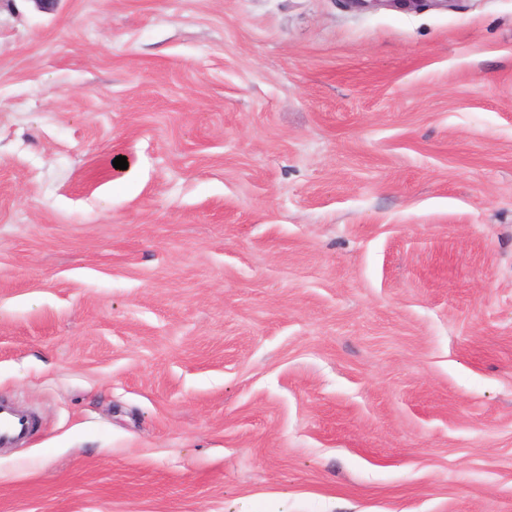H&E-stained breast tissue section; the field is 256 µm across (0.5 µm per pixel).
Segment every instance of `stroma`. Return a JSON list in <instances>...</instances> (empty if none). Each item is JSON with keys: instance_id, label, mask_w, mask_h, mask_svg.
Listing matches in <instances>:
<instances>
[{"instance_id": "obj_1", "label": "stroma", "mask_w": 512, "mask_h": 512, "mask_svg": "<svg viewBox=\"0 0 512 512\" xmlns=\"http://www.w3.org/2000/svg\"><path fill=\"white\" fill-rule=\"evenodd\" d=\"M0 400V512H512V0H0ZM430 2L433 6L439 8L448 9V3L454 2L455 0H345L347 5L351 8H357L360 10L374 9L382 6L398 7L402 6L403 2ZM32 427L29 418L5 408L0 403V448L8 447L27 436Z\"/></svg>"}]
</instances>
